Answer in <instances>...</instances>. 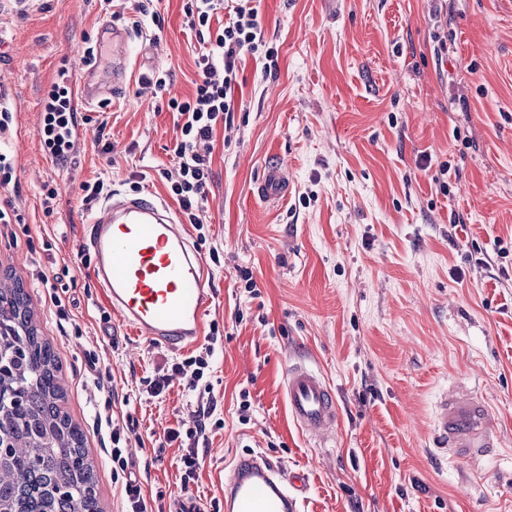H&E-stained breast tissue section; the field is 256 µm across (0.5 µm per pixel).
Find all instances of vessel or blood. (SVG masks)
<instances>
[{
  "mask_svg": "<svg viewBox=\"0 0 512 512\" xmlns=\"http://www.w3.org/2000/svg\"><path fill=\"white\" fill-rule=\"evenodd\" d=\"M97 46L111 61L96 57L68 75L72 104L92 106L126 83V30L103 22ZM288 189L285 164L265 165L256 184L258 196L275 202L287 197ZM87 249L95 282L123 324L152 345L186 349L201 342L216 295L204 257L167 204L112 193L91 221ZM285 394L289 414L303 433L320 441L333 438L339 408L334 390L317 369L289 363ZM434 434L442 454L473 463L499 445L486 403L465 385L448 390L438 402ZM306 483L304 472L287 470L264 454L238 457L224 478L225 512H298Z\"/></svg>",
  "mask_w": 512,
  "mask_h": 512,
  "instance_id": "b4317fda",
  "label": "vessel or blood"
}]
</instances>
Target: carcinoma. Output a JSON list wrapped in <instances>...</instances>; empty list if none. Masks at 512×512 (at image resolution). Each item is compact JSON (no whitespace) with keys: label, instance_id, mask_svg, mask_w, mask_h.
Masks as SVG:
<instances>
[{"label":"carcinoma","instance_id":"carcinoma-1","mask_svg":"<svg viewBox=\"0 0 512 512\" xmlns=\"http://www.w3.org/2000/svg\"><path fill=\"white\" fill-rule=\"evenodd\" d=\"M21 386L24 412L0 409V506L6 512H101L83 489L94 466L83 435L63 409L56 358L32 322L21 288L0 290V392Z\"/></svg>","mask_w":512,"mask_h":512}]
</instances>
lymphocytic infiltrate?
I'll return each mask as SVG.
<instances>
[{"instance_id": "1", "label": "lymphocytic infiltrate", "mask_w": 512, "mask_h": 512, "mask_svg": "<svg viewBox=\"0 0 512 512\" xmlns=\"http://www.w3.org/2000/svg\"><path fill=\"white\" fill-rule=\"evenodd\" d=\"M221 11L227 12V21L213 26V17ZM184 14L186 25L200 46L195 60L199 80L193 94L183 100L166 97L167 78L160 73L142 78L140 91L154 100L166 99L169 111L176 114L178 136L173 148L176 174L169 181V191L185 220L200 230L204 227L202 216L211 173L214 133L218 126L231 124L238 109L235 100L238 61L244 53H258L263 36L259 12L251 7L250 0H186ZM76 122V115L70 110L68 88L61 83L53 85L43 133L59 165L68 164L75 148L72 126ZM220 337L218 325H211L204 350L174 360L168 368L145 378L146 393L160 396L176 375L181 376L189 389H198L209 372V358ZM216 409L213 400L199 403L193 426L171 428L166 433L167 441L180 442L184 447L179 460L182 486H189L199 478L207 430L224 426ZM110 439L112 470L126 476L122 488L124 512H148L141 484L126 475L129 458L120 445V434L111 432Z\"/></svg>"}]
</instances>
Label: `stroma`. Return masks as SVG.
I'll return each mask as SVG.
<instances>
[{"instance_id":"1","label":"stroma","mask_w":512,"mask_h":512,"mask_svg":"<svg viewBox=\"0 0 512 512\" xmlns=\"http://www.w3.org/2000/svg\"><path fill=\"white\" fill-rule=\"evenodd\" d=\"M183 6L159 0L161 26L147 20L134 33L139 60L125 91L90 107L66 168L44 151L40 98L61 70L82 63L102 21L130 27L136 0H19L0 12V85L25 127L21 147L0 140L16 154L18 182L0 187V207L25 217L0 223V285L29 295L103 512L122 510L108 436L95 424L107 403L114 426L142 444L133 470L146 498L163 494L165 512L185 498L223 499L232 459L253 449L308 472L301 512H512V0H260L274 61L248 54L238 63L243 108L216 131L197 243L220 256L209 319L223 338L208 381L224 426L209 433L200 477L186 490L179 446L165 433L190 421L198 395L179 379L163 397L144 394L143 379L179 353L107 316L85 263L94 212L81 204L83 183L99 177L170 200L174 118L137 89L163 71L171 95L193 92L199 45ZM271 160L291 174L276 203L255 190ZM46 183L59 189L49 215ZM245 268L260 299L244 290ZM41 271L50 284L37 280ZM55 289L76 300L68 320L55 314ZM292 356L336 392L340 425L327 443L289 415ZM96 368L111 376L101 392ZM460 382L486 399L500 438L476 464L441 457L434 441V405Z\"/></svg>"}]
</instances>
